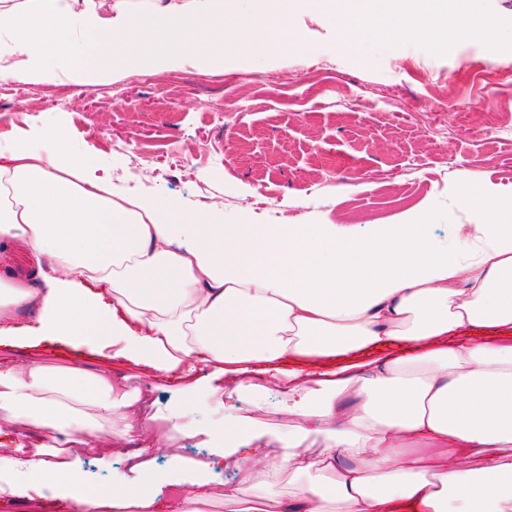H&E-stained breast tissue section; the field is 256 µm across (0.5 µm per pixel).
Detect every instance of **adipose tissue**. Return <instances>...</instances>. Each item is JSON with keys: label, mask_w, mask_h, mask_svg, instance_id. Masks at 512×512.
<instances>
[{"label": "adipose tissue", "mask_w": 512, "mask_h": 512, "mask_svg": "<svg viewBox=\"0 0 512 512\" xmlns=\"http://www.w3.org/2000/svg\"><path fill=\"white\" fill-rule=\"evenodd\" d=\"M322 16L361 51L384 36L445 42L497 37L470 0H254L249 55L303 38L297 14ZM224 0H0V75L33 83L107 79L115 66L160 71L229 29ZM94 150L45 139L37 126L0 132V242L28 245L43 287L0 280V325L37 308L48 336L92 338L166 373L218 365L225 387H283L295 422L271 434L225 419V465L263 512L283 474L288 512H512V192L468 186L457 203L474 224L432 233V210L398 224L205 223L177 205L113 189ZM100 292H91V285ZM385 359L358 373L281 369L364 350ZM265 382H244L252 363ZM147 405L109 372L0 364V466L52 479L69 448L14 447L36 429L99 448L100 432L143 435ZM276 439L282 461L265 445ZM73 512H152L154 498L115 486L75 493Z\"/></svg>", "instance_id": "ef3b65f1"}]
</instances>
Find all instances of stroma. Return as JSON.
<instances>
[{
	"label": "stroma",
	"mask_w": 512,
	"mask_h": 512,
	"mask_svg": "<svg viewBox=\"0 0 512 512\" xmlns=\"http://www.w3.org/2000/svg\"><path fill=\"white\" fill-rule=\"evenodd\" d=\"M501 36L435 42L386 40L367 57L345 49L321 17L301 14L293 50L270 48L248 58L233 43L246 29L228 30L224 64L208 69L176 64L142 82L134 66L109 80L30 84L25 94L0 88V131L42 130L70 147L91 144L111 168L114 187L146 192L202 217L217 201L228 224H391L423 207L435 211L434 232L451 235L478 214L458 209L461 183L512 188V0H474ZM0 278L38 287L37 262L23 243H0ZM40 361L54 368L120 370L128 390H147L152 411L183 427L179 458L142 451V468L106 453L75 456L84 489L116 480L156 495V512H176L175 474L206 481L204 512H229L220 492L234 470H206L224 437L213 432L225 399L213 392V369L159 373L122 364L93 345L22 338L0 345V361ZM285 390L262 405L235 403L239 416L266 428L291 419L279 405ZM10 492L0 512H72L71 488L29 480L5 468Z\"/></svg>",
	"instance_id": "35a3bbf8"
}]
</instances>
